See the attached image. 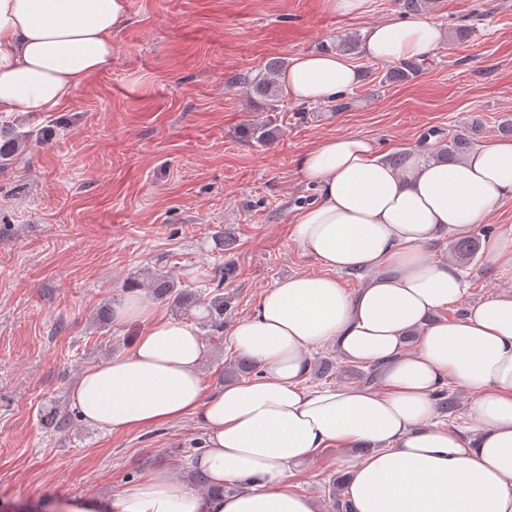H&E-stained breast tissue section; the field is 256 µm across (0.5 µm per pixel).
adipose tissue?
Masks as SVG:
<instances>
[{
  "mask_svg": "<svg viewBox=\"0 0 512 512\" xmlns=\"http://www.w3.org/2000/svg\"><path fill=\"white\" fill-rule=\"evenodd\" d=\"M127 12V0H0V112L58 111L111 69L112 35ZM442 40L429 18L381 22L367 28L363 53L420 61ZM359 80L333 49L293 57L279 77L290 101L321 104ZM296 164L318 199L296 213L293 232L322 271L278 280L231 327L258 376L205 390L198 327L154 316L134 288L117 314L143 319L142 331L126 352L84 371L70 394L82 420L107 432L192 418L206 437L195 468L235 492L200 493L159 466L106 512H316L292 469L331 445L363 449L339 464L353 512H512V292L466 303L457 267L427 254L443 237L470 236L512 199V139L453 163L406 149L396 163L372 141L342 135ZM342 271L368 279L350 294ZM457 303L460 316L435 319ZM326 344L342 362L374 367L376 386H306L308 352ZM451 382L472 398L471 436L435 419Z\"/></svg>",
  "mask_w": 512,
  "mask_h": 512,
  "instance_id": "obj_1",
  "label": "adipose tissue"
}]
</instances>
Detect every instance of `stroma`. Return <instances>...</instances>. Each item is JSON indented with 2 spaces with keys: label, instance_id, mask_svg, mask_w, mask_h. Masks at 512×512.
<instances>
[{
  "label": "stroma",
  "instance_id": "stroma-1",
  "mask_svg": "<svg viewBox=\"0 0 512 512\" xmlns=\"http://www.w3.org/2000/svg\"><path fill=\"white\" fill-rule=\"evenodd\" d=\"M401 3L372 0L355 17L328 0H128L110 70L59 111L7 117L30 139L0 170V512L105 504L161 464L188 477L204 439L192 419L112 433L77 419L57 432L43 416L70 409L84 370L129 349L140 323L106 326L97 312L146 273L205 294L233 261L224 292L236 321L277 280L320 272L291 235L296 209L318 199L298 154L340 135L391 156L425 141L436 151L472 121L480 144L498 140L512 119V0H428L422 14L446 41L416 78L383 82L387 64L353 55L362 80L347 109L289 101L271 145L243 136L262 113L245 78L405 20ZM474 235L480 252L458 262L471 303L512 290V268L493 269L482 253L489 237L512 238V201ZM354 456L323 449L294 468L296 490L330 512L338 463Z\"/></svg>",
  "mask_w": 512,
  "mask_h": 512
}]
</instances>
